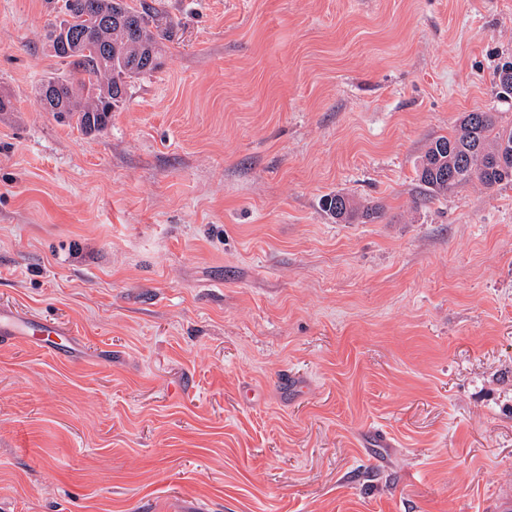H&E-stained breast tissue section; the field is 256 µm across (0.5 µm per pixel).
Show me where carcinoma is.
<instances>
[{"label":"carcinoma","instance_id":"obj_1","mask_svg":"<svg viewBox=\"0 0 512 512\" xmlns=\"http://www.w3.org/2000/svg\"><path fill=\"white\" fill-rule=\"evenodd\" d=\"M67 18L48 30L53 56L66 65L62 75L41 81L36 98L43 111L85 135L104 130L112 111L126 100L131 79L157 66L158 43L166 30L160 11L142 0H65ZM512 144V126L494 112H466L448 135L432 138L417 165L420 186L431 197L479 183L486 188L512 184V173L491 164L503 141ZM484 154L483 176L472 179L469 166ZM338 224H353L376 214L352 197L336 192L322 201Z\"/></svg>","mask_w":512,"mask_h":512}]
</instances>
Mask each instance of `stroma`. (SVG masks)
Returning a JSON list of instances; mask_svg holds the SVG:
<instances>
[{
  "label": "stroma",
  "instance_id": "stroma-1",
  "mask_svg": "<svg viewBox=\"0 0 512 512\" xmlns=\"http://www.w3.org/2000/svg\"><path fill=\"white\" fill-rule=\"evenodd\" d=\"M60 5L0 0V308L76 334L0 345V512H490L512 185L416 166L512 124V0H159V67L90 136L35 97ZM497 112L464 113L458 127L448 135L432 138L417 165L420 186L430 197L479 183L485 188L512 184V173L497 170L491 159L505 138L512 144V126L499 124ZM482 152L486 161L483 176H468L470 164ZM325 211L336 224H353L376 214V207L366 206L347 194L336 192L328 194L322 201Z\"/></svg>",
  "mask_w": 512,
  "mask_h": 512
}]
</instances>
